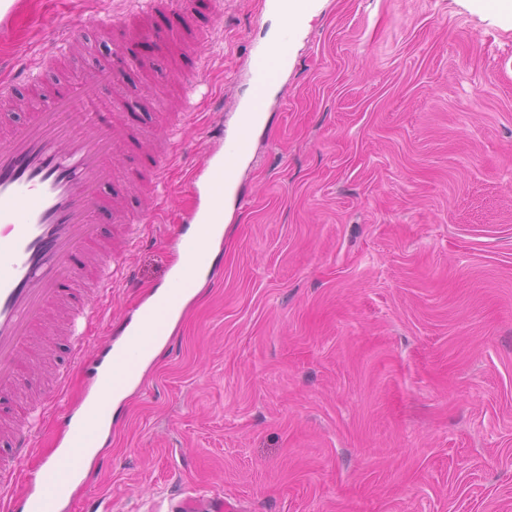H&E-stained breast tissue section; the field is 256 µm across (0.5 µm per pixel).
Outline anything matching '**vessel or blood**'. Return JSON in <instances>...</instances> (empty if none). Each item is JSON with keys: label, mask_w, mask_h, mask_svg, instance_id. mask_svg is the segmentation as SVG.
<instances>
[{"label": "vessel or blood", "mask_w": 512, "mask_h": 512, "mask_svg": "<svg viewBox=\"0 0 512 512\" xmlns=\"http://www.w3.org/2000/svg\"><path fill=\"white\" fill-rule=\"evenodd\" d=\"M315 0H261V10L279 21L278 28L251 51L249 96L239 102L233 130L223 120L203 131V163L192 172L190 188L198 203L175 235L183 263L167 288L143 302L137 316L117 324L120 345H107L119 371L88 368L84 359L98 342L95 328L113 324L103 303L115 287L133 283L129 269L112 265L111 252H99L96 217L111 210L128 222L121 196L101 193L112 180V158L123 142L113 113L123 111L122 93L103 107L93 92L73 96L64 86L52 88L29 110L24 124H0V390L19 380L22 348L41 335L44 317L57 309L68 321V360L53 391L34 408L31 419L0 420V512H62L87 465L88 449L97 447L104 424L112 417L110 394L139 381L142 363L169 332L184 301L199 288L209 269V248L216 226L224 221V199L236 190L243 162L253 148V133L269 105V90L288 69L294 40ZM181 141L169 151L149 154L155 185L166 188ZM87 368L98 395L63 409L62 399L73 370ZM63 411L65 434L58 464L43 469L25 496L16 486L20 466L35 447L40 423Z\"/></svg>", "instance_id": "b4317fda"}]
</instances>
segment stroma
Segmentation results:
<instances>
[{
  "label": "stroma",
  "mask_w": 512,
  "mask_h": 512,
  "mask_svg": "<svg viewBox=\"0 0 512 512\" xmlns=\"http://www.w3.org/2000/svg\"><path fill=\"white\" fill-rule=\"evenodd\" d=\"M223 3L153 15L190 45L209 31L201 55L134 42L152 70L121 67L134 129L181 125L193 150L168 223L128 246L97 217L136 282L113 320L168 281L199 131L219 107L233 127L278 25L260 0ZM135 21L132 0H19L0 55L21 68L83 37L41 71L78 95ZM193 70L213 96L187 110ZM131 168L149 169L134 149L112 187L136 209ZM238 187L214 275L122 401L87 494L112 512H512V22L476 0H318Z\"/></svg>",
  "instance_id": "1"
}]
</instances>
